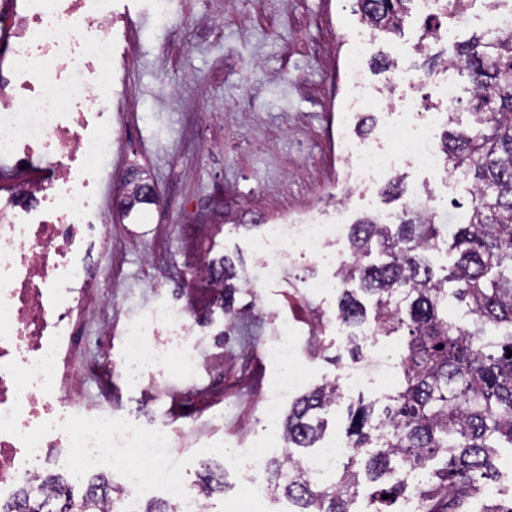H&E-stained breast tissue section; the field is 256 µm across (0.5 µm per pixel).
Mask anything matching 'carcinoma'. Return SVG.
Masks as SVG:
<instances>
[{
  "mask_svg": "<svg viewBox=\"0 0 512 512\" xmlns=\"http://www.w3.org/2000/svg\"><path fill=\"white\" fill-rule=\"evenodd\" d=\"M412 0H356L358 12L376 29L396 32ZM462 66L473 87V126L448 113L440 151L445 168L474 179L469 209L457 225L448 273L435 274L426 254L442 242L431 213L406 210L397 224L365 217L351 225L353 264L341 273L337 316L355 329L367 322L360 296L375 300V332L404 337L400 382L376 403L350 408L347 429L352 454L327 482L305 478L303 462H270L273 492H282L298 512H354L360 485L378 482L396 465L427 472L416 488L424 512H469L498 474L499 442L512 447V32L482 34L448 57ZM140 172L129 175L124 211L141 204ZM385 257L368 261L373 252ZM237 277L224 259V302ZM358 282V287L349 284ZM465 304L469 320H448V302ZM340 391L329 382L299 398L281 422L290 448H312L323 431L319 412ZM407 491L392 480L375 490V512H395ZM52 512L48 500L24 487L0 512Z\"/></svg>",
  "mask_w": 512,
  "mask_h": 512,
  "instance_id": "cac0c4a2",
  "label": "carcinoma"
}]
</instances>
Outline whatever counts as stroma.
Segmentation results:
<instances>
[{"label": "stroma", "instance_id": "stroma-1", "mask_svg": "<svg viewBox=\"0 0 512 512\" xmlns=\"http://www.w3.org/2000/svg\"><path fill=\"white\" fill-rule=\"evenodd\" d=\"M110 11L111 69L93 76L112 86L98 120L112 133V165L97 184L108 243L94 255L99 287L82 314L77 399L94 410L108 389L113 416L150 429L178 419L172 457L186 461L191 482L220 475L222 486L207 504L209 512H221L225 501L245 499L246 489L225 459L203 448L220 441L247 448L262 436L274 375L264 350L278 320L298 312L297 355L316 371L308 388L340 378L347 355L334 333L319 326L335 316L337 295L301 286L334 275L335 267L299 258L280 281L261 285L255 241L290 216L322 213L346 225L367 215L394 219L423 194L445 235L428 259L435 271L451 267L456 254L447 237L470 200V181L454 174L443 186L402 162L383 168L367 190H354L346 182L344 142L367 113L376 127L368 141L378 143L390 112L410 93L392 87L393 73L378 68V59L428 78L410 93L422 109L437 104L433 80L452 78L465 123L471 84L464 71L443 65L450 47L423 38L415 12L392 34L367 26L355 0H111ZM361 39L368 43L362 61L368 87L379 98L363 113L351 108L349 78ZM134 168L154 183L158 200L127 217L120 200ZM396 178L405 192L385 200L381 191ZM197 253L234 262L240 278L232 313L223 300L199 294L193 359L128 382L120 374L121 347L105 339L104 327L118 334L153 310L181 303Z\"/></svg>", "mask_w": 512, "mask_h": 512}]
</instances>
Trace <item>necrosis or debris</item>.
Here are the masks:
<instances>
[{
	"mask_svg": "<svg viewBox=\"0 0 512 512\" xmlns=\"http://www.w3.org/2000/svg\"><path fill=\"white\" fill-rule=\"evenodd\" d=\"M110 0H0V16L16 29L14 57L0 71V413L20 405L19 427L28 432L45 422L56 428L27 455L23 442L0 433V505L13 503L21 488L37 484L47 462L63 464L69 441L58 425L83 409L70 395L71 362L77 350V314L93 282L91 261L104 244V225L91 169L112 161V143L102 135H78L87 127L84 107H103L112 89L85 80L88 62L106 66L109 43H89L80 35L82 22L110 18ZM437 115L413 128L386 125L382 138L416 167L440 181L448 173L432 136ZM350 179L367 188L388 159L372 144L346 147ZM344 225L317 216L291 218L271 225L254 245L266 279H278L296 254L343 265L336 246ZM159 318L183 341L159 348L147 341L153 325L123 335V364L135 379L144 367L157 370L189 360L193 308L190 304L159 310ZM360 336L367 356L346 364L341 391L352 393L377 381L391 384L396 363L378 344L371 329Z\"/></svg>",
	"mask_w": 512,
	"mask_h": 512,
	"instance_id": "1",
	"label": "necrosis or debris"
}]
</instances>
